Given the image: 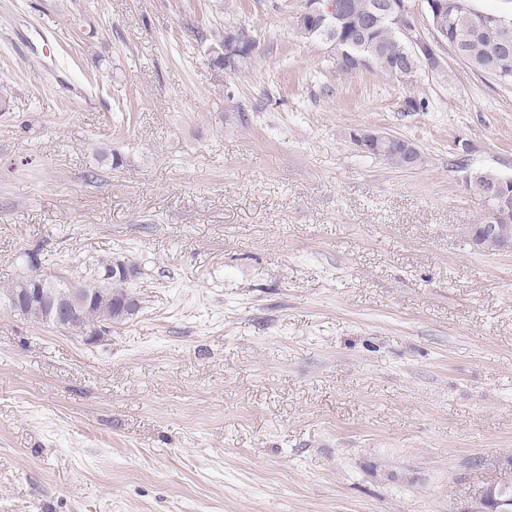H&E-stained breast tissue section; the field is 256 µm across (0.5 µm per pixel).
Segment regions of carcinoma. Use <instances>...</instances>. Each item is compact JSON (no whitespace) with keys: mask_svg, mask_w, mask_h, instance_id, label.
Instances as JSON below:
<instances>
[{"mask_svg":"<svg viewBox=\"0 0 512 512\" xmlns=\"http://www.w3.org/2000/svg\"><path fill=\"white\" fill-rule=\"evenodd\" d=\"M349 10L345 22L336 31L324 27L321 19H315L302 11H296V25L306 38L319 40L336 52V69L343 73H353L359 67L352 56L363 53L374 58L377 67L390 75L398 74L394 61V48L401 41L402 33L398 23L374 12L375 0H346ZM444 42L459 52V59L472 68L495 76L503 82H512V36L507 38L496 27L478 25L473 11L465 0H456L448 10V22L442 33ZM257 46H252L233 56L217 55L209 60L214 76L220 79L235 75L251 64ZM382 157L401 165L419 160L416 147L407 140L397 139ZM470 244L478 250L498 251L506 240L512 241V219L498 223L496 231L489 233L479 224H473L467 231ZM134 272L112 279L104 274L91 280L77 281L84 306L71 313L64 329L86 336L95 328L107 324L121 323L134 315L139 308V299L132 295L126 284ZM72 280L55 276L45 285H33V290L42 287L49 297L62 299V305L69 303L68 286ZM23 315L46 326L49 320V307L40 298H34L23 311Z\"/></svg>","mask_w":512,"mask_h":512,"instance_id":"obj_1","label":"carcinoma"}]
</instances>
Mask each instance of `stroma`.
I'll return each instance as SVG.
<instances>
[{
	"label": "stroma",
	"mask_w": 512,
	"mask_h": 512,
	"mask_svg": "<svg viewBox=\"0 0 512 512\" xmlns=\"http://www.w3.org/2000/svg\"><path fill=\"white\" fill-rule=\"evenodd\" d=\"M220 25L258 49L219 82ZM440 53L338 72L285 0H0V512H470L512 482V252L465 236L468 177L512 179V83ZM115 260L140 309L93 342L3 294ZM393 137L397 139V142L389 147L383 154L378 156H382L388 161L396 162L401 165H409L411 162L415 163L419 160V152L412 143L396 136Z\"/></svg>",
	"instance_id": "1"
}]
</instances>
